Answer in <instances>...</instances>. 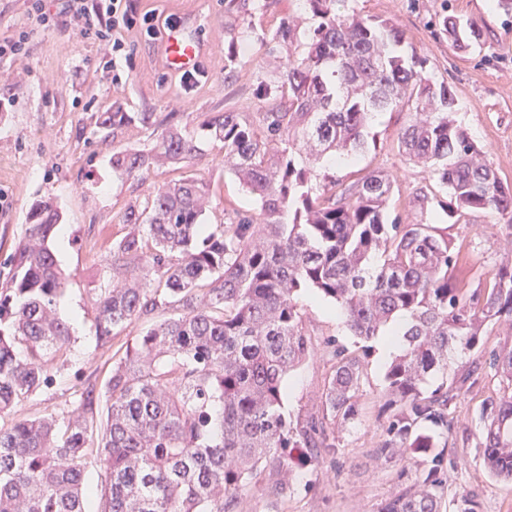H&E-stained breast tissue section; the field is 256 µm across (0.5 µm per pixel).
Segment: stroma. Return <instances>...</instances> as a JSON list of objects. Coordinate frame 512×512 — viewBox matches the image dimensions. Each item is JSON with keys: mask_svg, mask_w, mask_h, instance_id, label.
Masks as SVG:
<instances>
[{"mask_svg": "<svg viewBox=\"0 0 512 512\" xmlns=\"http://www.w3.org/2000/svg\"><path fill=\"white\" fill-rule=\"evenodd\" d=\"M137 13L155 17L154 30L144 25L118 33L125 50L115 59L119 81L103 78L105 59L97 45L71 32L61 0H47L54 17L50 27L34 28L24 54L0 58V191L8 196L0 207V288L7 262L24 243L28 213L42 199L53 200L63 215L64 240L52 248L68 285L56 311L70 327L71 341L56 352L52 383L0 417V427L19 417L51 416L68 422L80 413L86 395L95 398L94 412L106 410L105 384L127 343L173 315L160 306L118 329L104 346H97L93 323L96 301L112 285V246L128 231L125 210L144 203L154 188L193 176L210 183L213 195L205 221L223 222L224 213L253 208L251 197L224 166L221 143L209 142L189 163L154 168L138 176L112 169L114 153L147 150L163 125L195 129L213 113L253 112L262 82H273L287 62L286 51H273L262 41L282 18L305 11L304 0H275L264 12L247 15L226 10L224 0H135ZM361 16L389 18L405 32L426 69L455 93L456 119L484 151L505 183L512 185V14L490 0H350ZM453 14L474 21L484 33L480 48L453 50L443 34L441 16ZM192 23L209 46L200 69L186 76L168 68L161 52L168 23ZM241 47L232 78L224 76V49L229 41ZM103 112H150L156 123L99 131ZM405 113L386 112L372 127L375 144L346 164L320 161L318 172L335 176L347 187L367 174L381 171L395 182L394 207L402 223L420 218L422 190L431 187L428 169L406 161L396 147ZM460 248L456 275L467 288L485 287L502 263L512 257V230L496 215L475 212L448 229ZM316 351L285 379L282 412L296 420L317 412L318 398L335 363L334 345L362 358V384L352 424L336 434L335 447L325 449L317 463L299 471L287 495L276 496L268 479L243 486L239 512H379L382 504L413 484L429 457L418 454L408 462L378 453L386 439L385 360L377 351L363 353L359 339L342 320L332 316L329 301L310 290L297 299ZM512 342V328H495L484 350L472 353L482 367L463 383L449 409L454 430L448 440L457 465L445 469L448 492H474L482 512H512V481L492 475L483 463L485 427L480 405L488 395L504 393L507 380L485 360L489 351Z\"/></svg>", "mask_w": 512, "mask_h": 512, "instance_id": "35a3bbf8", "label": "stroma"}]
</instances>
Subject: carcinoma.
<instances>
[{
    "instance_id": "cac0c4a2",
    "label": "carcinoma",
    "mask_w": 512,
    "mask_h": 512,
    "mask_svg": "<svg viewBox=\"0 0 512 512\" xmlns=\"http://www.w3.org/2000/svg\"><path fill=\"white\" fill-rule=\"evenodd\" d=\"M306 4L314 24L304 40L290 17L267 34L288 45V65L261 85L259 111L208 116L196 131L169 125L149 151L112 155V169L129 177L154 164L189 162L204 140L220 142L225 166L257 212L234 210L203 230L211 190L193 177L165 183L144 206L126 210L129 231L112 246V287L97 300L98 345L161 299L180 313L147 329L112 368L96 446L108 474L100 512H233L260 466L283 495L295 468L336 447V429L355 418L362 379L361 360L346 348H334L318 414L289 421L281 412L285 376L314 350L295 301L301 290L334 302L363 342L395 317L408 318L401 353L384 375L392 413L380 455L399 461L436 447L427 428L452 434L448 409L458 387L429 392L427 377L447 370L451 356L483 346L497 325L512 326V263L483 288L460 287L454 239L427 222L436 196L422 192L419 222L390 221L389 175L372 172L338 192L332 176L307 165L313 156L365 152L377 114L405 110L398 152L431 169L448 193V202H438L448 219L486 211L512 228V186L455 123L453 90L425 73L416 51L404 50V32L389 19L355 14L349 0ZM441 26L455 50L481 42L471 21L446 15ZM238 57L229 42L224 78ZM131 124L151 126L154 113L103 112L97 120L100 129ZM60 220L52 201L32 206L26 241L0 290V414L51 382L45 352L71 340L55 313L65 278L50 240ZM376 255L383 260L375 266ZM131 266L137 273H123ZM18 344L27 350L23 359ZM489 364L512 385V346L492 351ZM480 419L484 464L512 480V393L486 397ZM91 438L83 414L63 426L43 416L0 427V512H86ZM447 463L455 458L439 452L380 512H440ZM452 507L481 512L467 491L453 496Z\"/></svg>"
}]
</instances>
